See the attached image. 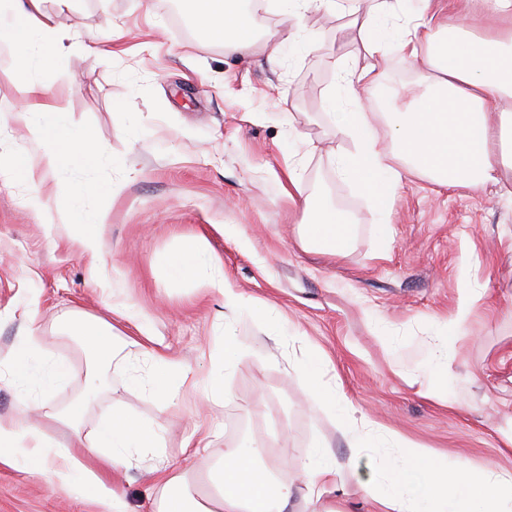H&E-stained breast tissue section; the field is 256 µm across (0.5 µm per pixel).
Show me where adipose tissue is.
Listing matches in <instances>:
<instances>
[{
  "label": "adipose tissue",
  "mask_w": 512,
  "mask_h": 512,
  "mask_svg": "<svg viewBox=\"0 0 512 512\" xmlns=\"http://www.w3.org/2000/svg\"><path fill=\"white\" fill-rule=\"evenodd\" d=\"M46 0H0V57L10 60L23 79L25 103L9 112L41 145L39 166L65 178L83 229L86 253L97 256L101 228L108 213L99 204L94 171L104 157L88 139L74 136L63 124L61 96L52 92L65 80L66 56L80 42L63 29ZM340 0H277L289 26L269 53L277 60L284 45L300 37L298 21L308 10L334 12ZM402 0H376L358 26L363 59L338 57L333 66L337 90L325 102L337 133L353 141L351 151L335 155L338 175L356 184L376 210L381 226L392 222V200L403 178L392 158L411 163L441 185L500 184L512 175V113L489 114L512 97V0H416L414 13L403 12ZM197 28L218 42L225 53L247 56L258 39L253 12L246 0H189ZM399 41L403 59L427 93L407 112H395L385 124L394 146L385 151L373 127V113L361 111L360 91L380 84L387 42ZM304 220L301 245L310 251L341 253L350 243V215L318 197L295 199ZM162 262L174 281L189 280L221 293L226 315L224 334L207 378H192L189 368L160 350L159 342L131 305H113L121 325L103 319L70 317L66 328L81 338L86 356V383L59 421L70 431L68 443H57L30 423L26 412L44 408L64 386L68 369L33 336L21 340L22 354H0V370L9 373L22 413L0 418V463L26 471L47 469L62 490L91 495L98 512H129L117 483L118 471L130 469L135 456L159 447L162 425L123 410L95 431L84 433L80 417L100 391V373L115 358L116 340L138 339L139 353L154 366L149 387L160 402L174 401L181 387L191 385L205 400L224 399L223 379L249 354L236 332L242 316L258 319L270 338L284 333L280 318L266 303L244 298L224 276L206 237L188 236ZM331 359L313 345L296 365L314 404L327 410L349 448L372 451V475L363 491L375 512H512V468L470 469L449 466L447 458L359 414L329 374ZM265 449L256 441L223 449L218 466L180 474L162 473L153 512H308L337 483L346 465L325 446L314 449L302 465V487L280 482L264 462Z\"/></svg>",
  "instance_id": "ef3b65f1"
}]
</instances>
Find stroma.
Wrapping results in <instances>:
<instances>
[{"label":"stroma","instance_id":"35a3bbf8","mask_svg":"<svg viewBox=\"0 0 512 512\" xmlns=\"http://www.w3.org/2000/svg\"><path fill=\"white\" fill-rule=\"evenodd\" d=\"M46 7L104 48L68 55L76 84L64 98V117L111 160L98 171L102 185H128L117 198L102 197L109 218L101 253L91 259L72 226L73 201L55 177L36 171L38 143L0 115V156L20 155L28 164L0 180V351L34 336L66 360L69 382L51 401L53 409L66 408L85 376L64 314L106 316L101 300L109 293L152 324L170 355L206 377L224 330V300L191 283L168 287L158 262L190 235L205 236L232 287L273 304L288 329L275 341L262 323L241 318L239 333L254 355L225 377L229 398L220 405L193 396L167 406L156 401L146 389L153 370L132 345L104 369L105 391L87 410L85 429L115 407L165 427L161 447L134 461L121 483L132 512H151L155 468L212 464L216 450L247 439L265 442L279 479L297 486L313 448L328 446L346 461L350 450L336 422L290 369L306 339L332 358L347 397L383 426L455 465H512L499 433L512 423V199L496 187H447L407 173L392 222L380 232L375 211L337 176L331 158L353 148L325 106L336 87L332 59L363 52L351 14L305 13L300 40L273 66L267 47L284 29L274 0L255 12L265 45L246 57L225 55L197 32L185 0H72L63 10L48 0ZM381 85L395 88V97L362 93L365 108L392 112L421 92L394 49ZM292 157L299 194L326 195L352 214L355 232L342 255L302 248L303 215L278 186ZM36 190L45 203L39 212L27 205ZM228 224L236 225L235 238L225 237ZM465 284L483 289L485 299L466 334L446 332ZM371 311L386 323L393 349L374 335ZM438 344L451 363L445 403L430 397L422 368ZM203 433L211 436L209 451L184 450ZM370 473L361 454L343 485L314 503L315 512H370L361 493ZM0 512L97 507L50 475L0 464Z\"/></svg>","mask_w":512,"mask_h":512}]
</instances>
